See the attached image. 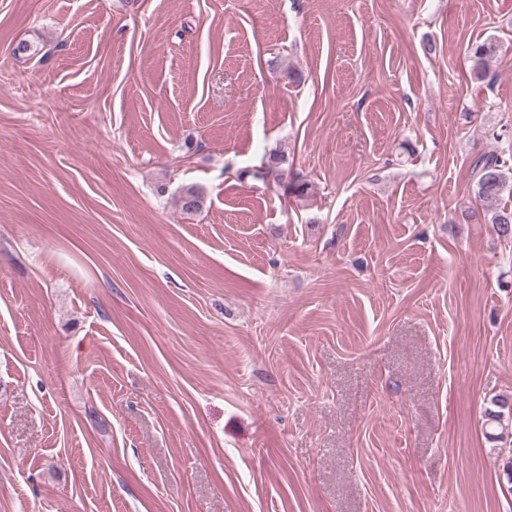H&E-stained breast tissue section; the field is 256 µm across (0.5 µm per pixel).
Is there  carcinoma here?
I'll return each instance as SVG.
<instances>
[{
  "instance_id": "obj_1",
  "label": "carcinoma",
  "mask_w": 512,
  "mask_h": 512,
  "mask_svg": "<svg viewBox=\"0 0 512 512\" xmlns=\"http://www.w3.org/2000/svg\"><path fill=\"white\" fill-rule=\"evenodd\" d=\"M491 43L476 44L471 48L475 70L485 66L486 58L493 52ZM475 172V197L485 206L487 221L493 224L498 237L512 240V156L489 153L479 156L473 166ZM204 203L203 191L189 185L182 188L176 199L180 210L186 214L200 210ZM487 436L493 442H503L512 434V399L498 397L486 409Z\"/></svg>"
}]
</instances>
